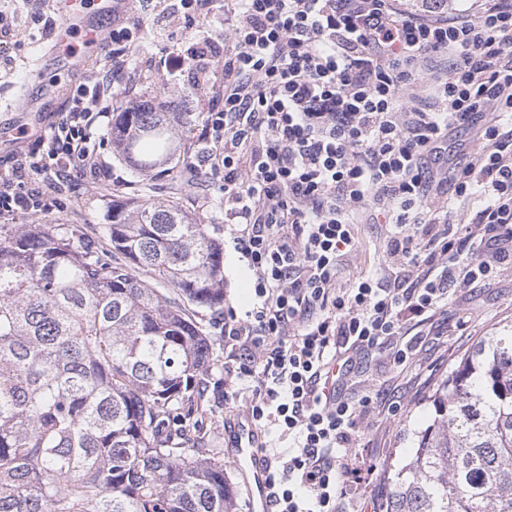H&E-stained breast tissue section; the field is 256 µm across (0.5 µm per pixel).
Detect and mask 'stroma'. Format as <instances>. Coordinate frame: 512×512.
I'll return each mask as SVG.
<instances>
[{
  "label": "stroma",
  "mask_w": 512,
  "mask_h": 512,
  "mask_svg": "<svg viewBox=\"0 0 512 512\" xmlns=\"http://www.w3.org/2000/svg\"><path fill=\"white\" fill-rule=\"evenodd\" d=\"M102 32L139 24L141 31L130 44L127 60L116 78L119 95L113 102L115 112L124 111L129 100L154 96L173 101L190 112V124L184 139L187 148L175 168L165 167L147 174L130 169L112 149L110 124L94 128L93 141L98 161L106 174L98 179L74 177L64 181L60 205L45 216L48 224H78L100 248H108L104 232L113 195L126 198L151 197L164 201L170 189L183 180L185 168L194 162L201 147L199 135L206 112L221 107L218 87H195L187 77H174V62L186 56L197 41L198 33L216 38L227 36L221 0L210 14L186 28L175 0H152L140 7L131 0L127 10L96 19ZM61 19L52 10V0H0V27L8 36H0V158L20 153L23 143L17 138L19 127H26L30 138L43 136L55 112L59 111L66 90L85 81L96 69L108 64L110 43H102L99 53L84 68L65 70L58 55L52 54L51 36L60 28ZM40 71L41 84L30 83L32 71ZM222 194L218 185L204 186L185 196L183 205L208 224L222 225L224 243V306L243 312L254 298L255 275L247 259L236 249L234 233L225 227ZM387 224H358L354 227L356 248L344 258L337 278L345 288L361 277L385 279ZM512 323V268L502 267L486 286L468 288L458 293L449 316L436 322L435 341L423 345L414 364L396 367L379 356L361 363L348 384L347 393L359 397L365 389L387 391L400 402L398 414L380 411L368 419L360 443L367 464L384 469L386 464L403 463L407 451L416 447L418 436L434 418L430 396L441 379L447 376L453 360L463 355L480 336ZM247 384H225L223 392L207 393L200 405L206 417L210 437L224 451V468L229 490L238 503L239 512H248L244 476L236 461L235 444L229 433L246 414Z\"/></svg>",
  "instance_id": "35a3bbf8"
}]
</instances>
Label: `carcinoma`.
Masks as SVG:
<instances>
[{"mask_svg": "<svg viewBox=\"0 0 512 512\" xmlns=\"http://www.w3.org/2000/svg\"><path fill=\"white\" fill-rule=\"evenodd\" d=\"M187 113L141 100L112 146L136 171L180 161ZM112 255L73 224L0 240V512H238L198 403L224 387L195 309L224 317V246L177 200H112ZM433 423L384 512H512V325L432 395Z\"/></svg>", "mask_w": 512, "mask_h": 512, "instance_id": "cac0c4a2", "label": "carcinoma"}]
</instances>
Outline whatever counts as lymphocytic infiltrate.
Masks as SVG:
<instances>
[{
    "label": "lymphocytic infiltrate",
    "instance_id": "1",
    "mask_svg": "<svg viewBox=\"0 0 512 512\" xmlns=\"http://www.w3.org/2000/svg\"><path fill=\"white\" fill-rule=\"evenodd\" d=\"M396 0H228L232 43L209 148L191 176L218 181L257 305L230 314L237 346L226 382L250 380L255 423L287 434L270 465L274 512H382L361 494L376 478L358 432L385 399L341 387L363 359L413 363L420 331L458 292L512 265V0L482 11L403 15ZM112 111V80L79 84L44 137L0 176V218L47 215L55 181L96 174L93 128ZM484 123L483 146L454 170L458 197L481 192L469 221L435 233L445 213L428 163L448 133ZM384 215L390 287H337L354 226Z\"/></svg>",
    "mask_w": 512,
    "mask_h": 512
}]
</instances>
